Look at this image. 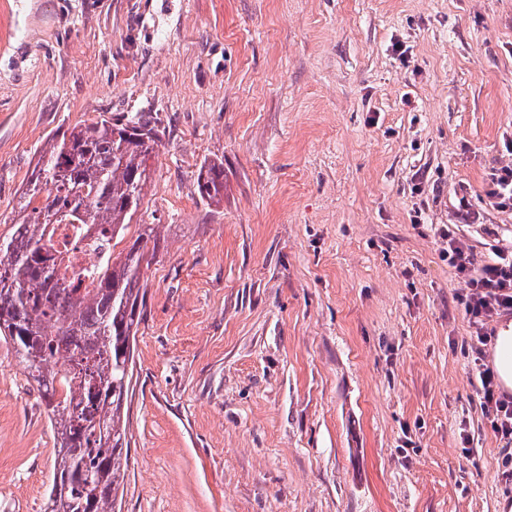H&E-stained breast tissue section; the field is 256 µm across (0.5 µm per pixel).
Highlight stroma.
<instances>
[{"label": "stroma", "instance_id": "1", "mask_svg": "<svg viewBox=\"0 0 512 512\" xmlns=\"http://www.w3.org/2000/svg\"><path fill=\"white\" fill-rule=\"evenodd\" d=\"M138 113L121 512H512L439 235L512 251V0H0V236L54 134ZM55 451L0 340V512H43ZM198 194L202 200L216 201L224 195V165L212 163L202 166L197 177ZM487 190L485 192L488 203L493 208L512 207V167H504L493 170L487 178Z\"/></svg>", "mask_w": 512, "mask_h": 512}]
</instances>
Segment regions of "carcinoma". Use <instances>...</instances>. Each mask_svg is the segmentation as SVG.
<instances>
[{
  "label": "carcinoma",
  "mask_w": 512,
  "mask_h": 512,
  "mask_svg": "<svg viewBox=\"0 0 512 512\" xmlns=\"http://www.w3.org/2000/svg\"><path fill=\"white\" fill-rule=\"evenodd\" d=\"M160 143L151 122L106 118L52 138L22 189L13 231L0 241V338L13 347L50 411L57 441L45 512H121L129 466L124 420L145 290L143 265L160 240L146 224L126 252L87 273L58 275L46 225L110 224L121 236L152 180ZM201 199L224 195V164L201 167Z\"/></svg>",
  "instance_id": "carcinoma-1"
}]
</instances>
